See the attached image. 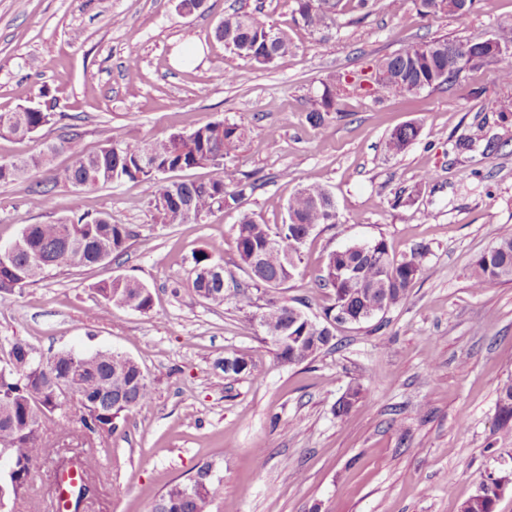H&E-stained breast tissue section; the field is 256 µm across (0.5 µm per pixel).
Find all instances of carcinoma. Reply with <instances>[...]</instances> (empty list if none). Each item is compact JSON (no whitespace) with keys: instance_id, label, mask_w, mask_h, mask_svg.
<instances>
[{"instance_id":"carcinoma-1","label":"carcinoma","mask_w":512,"mask_h":512,"mask_svg":"<svg viewBox=\"0 0 512 512\" xmlns=\"http://www.w3.org/2000/svg\"><path fill=\"white\" fill-rule=\"evenodd\" d=\"M342 0H294V14L306 27L320 31L335 22ZM224 47L258 66L276 64L292 54L288 33L267 25L256 14L235 11L224 16L216 28ZM456 39L434 38L411 44L376 64L387 74V85L374 86L372 93L408 97L437 89L471 67L456 66L448 56ZM322 93L309 119L319 124L324 114L336 111V102L352 92L358 82L332 75L321 82ZM12 123L0 136L25 138L48 125L53 113L41 106L24 107L8 113ZM247 134L244 126L224 121L210 122L189 132H174L163 141H130L119 132L94 150L73 137H61L26 157L0 158V183L34 179L52 169L56 155L68 153L72 163L61 178L76 188H95L125 180H149L154 190L149 201L154 220L161 224L200 223L214 211L238 203L244 193L228 190L230 178L224 155ZM420 126L405 123L387 137L392 155L404 153L419 137ZM210 169L205 182L171 179L167 174L193 168ZM288 221L275 228L241 212L236 225V251L240 267L254 286L280 288L299 273L303 261L291 242L316 227L337 223L334 201L323 186L302 185L288 201ZM135 232L125 224H114L105 215L62 218L52 224H28L15 241L18 248L0 256V294H13L46 279L53 271L94 266L101 255L122 256ZM420 251L397 259L390 255L385 240L346 247L331 252L318 277L320 286L333 291L334 303L324 310L322 320L297 318L300 309L277 298L268 299L255 319L283 363L299 365L330 346L336 326L360 324L409 297L421 273ZM191 292L200 300L221 305L227 298L224 270L211 252L193 256ZM470 279L475 288L492 281H512V235L501 236L472 264ZM95 289L104 301L117 308L140 313L154 311V296L144 283L108 276ZM9 362L0 363V447L13 457L11 473L0 475V512L22 497L30 486L32 467L46 455V439L71 430L72 417L57 410L76 404L77 421L90 436L110 437L126 422L134 408L147 404L153 387L137 361L110 350L92 353L63 351L44 361L29 344L14 340L7 345ZM124 390V401L112 403L109 393ZM498 413L503 429H512V383L498 394ZM214 468L200 462L185 481H173L155 500L152 512H216L223 495L222 480L206 477ZM498 495L481 480L477 493L462 503L460 512H494Z\"/></svg>"}]
</instances>
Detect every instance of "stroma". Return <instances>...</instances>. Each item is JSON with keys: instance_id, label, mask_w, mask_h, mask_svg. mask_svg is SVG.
<instances>
[{"instance_id": "stroma-1", "label": "stroma", "mask_w": 512, "mask_h": 512, "mask_svg": "<svg viewBox=\"0 0 512 512\" xmlns=\"http://www.w3.org/2000/svg\"><path fill=\"white\" fill-rule=\"evenodd\" d=\"M178 4L0 0V112L36 104L44 90L59 100L32 137H0V156L65 136L94 148L115 128L161 140L223 120L247 129L225 167L257 179L241 207L199 224L156 223L146 180L81 189L47 173L50 209L35 185L0 183V245L25 225L84 212L135 232L108 269L71 268L0 297V340H22L46 359L109 349L135 359L153 384L151 402L93 447L99 466L80 512H150L167 484L203 461L223 480L220 512H460L487 469L512 473V434L497 428L498 389L512 380V281L478 291L469 279L471 263L512 234V114L490 109L512 85L488 64L416 96L352 92L318 125L309 112L327 76L367 74L413 42L491 38L512 24V0H480L463 17L420 15L412 0L396 17L378 7L364 14L343 0L320 32L295 21L293 0H206L190 15ZM237 9L287 31L292 55L261 69L225 50L215 29ZM221 70L235 81L217 80ZM408 122L419 138L387 154L386 136ZM304 183L328 189L338 222L309 238L295 280L254 292L255 310L275 297L320 318L333 295L316 275L330 252L355 243L382 238L395 256L426 254L405 302L339 327L335 348L288 365L234 299L205 303L189 283L194 253L211 248L226 289L248 285L235 246L240 211L282 224ZM110 275L152 288L155 313L116 308L101 319L94 286ZM231 356L250 373L225 378ZM351 387L361 395L337 415ZM89 448L78 432L55 441L13 512H52L62 462Z\"/></svg>"}]
</instances>
